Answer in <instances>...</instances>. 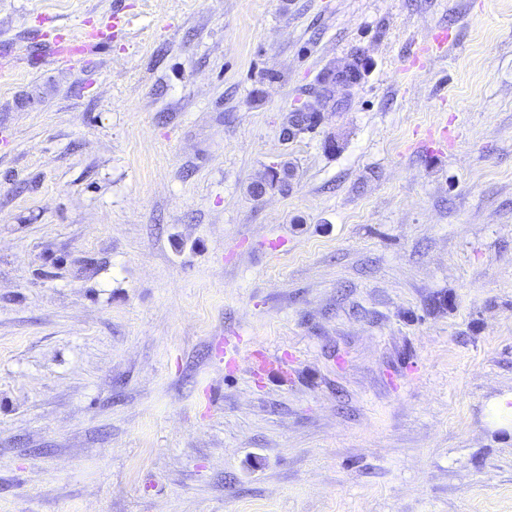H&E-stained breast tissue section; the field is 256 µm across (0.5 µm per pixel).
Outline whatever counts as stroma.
<instances>
[{"label": "stroma", "mask_w": 512, "mask_h": 512, "mask_svg": "<svg viewBox=\"0 0 512 512\" xmlns=\"http://www.w3.org/2000/svg\"><path fill=\"white\" fill-rule=\"evenodd\" d=\"M2 46L0 512H512V0H0ZM47 55L55 63H67L86 54L97 52L104 44L101 35L94 29H84L79 37L58 35L47 40ZM453 42L454 37L449 29H438L432 40L428 43L422 44L414 53L410 61L411 66L417 68L425 67L434 50H441L442 48L449 47ZM356 60L348 61L342 65H331L324 71L326 80L318 89V99L323 104L340 102L336 99V94L346 95L351 89L357 86L361 80L359 70L356 69ZM489 407L492 409L495 428L507 427L508 419H511L512 425V392L495 398L490 402Z\"/></svg>", "instance_id": "obj_1"}]
</instances>
